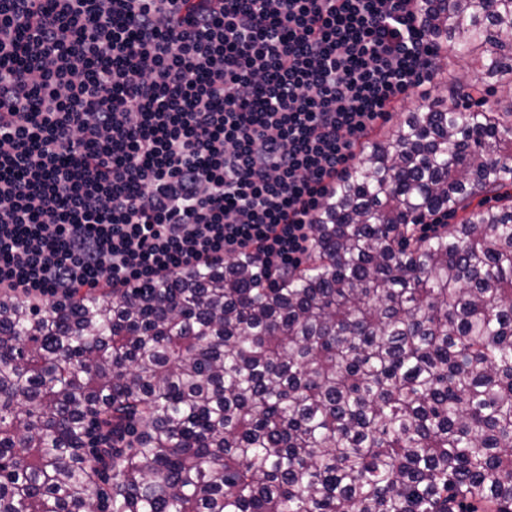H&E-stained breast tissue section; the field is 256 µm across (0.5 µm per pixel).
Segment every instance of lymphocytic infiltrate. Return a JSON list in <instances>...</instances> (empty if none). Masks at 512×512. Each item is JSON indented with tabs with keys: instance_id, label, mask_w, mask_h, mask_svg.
<instances>
[{
	"instance_id": "obj_1",
	"label": "lymphocytic infiltrate",
	"mask_w": 512,
	"mask_h": 512,
	"mask_svg": "<svg viewBox=\"0 0 512 512\" xmlns=\"http://www.w3.org/2000/svg\"><path fill=\"white\" fill-rule=\"evenodd\" d=\"M425 0H0V288L297 268L357 145L426 97Z\"/></svg>"
}]
</instances>
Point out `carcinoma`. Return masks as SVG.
Returning <instances> with one entry per match:
<instances>
[{"mask_svg": "<svg viewBox=\"0 0 512 512\" xmlns=\"http://www.w3.org/2000/svg\"><path fill=\"white\" fill-rule=\"evenodd\" d=\"M425 10L475 77L365 147L282 282L0 291V512H512V102L456 111L512 85V0Z\"/></svg>", "mask_w": 512, "mask_h": 512, "instance_id": "1", "label": "carcinoma"}]
</instances>
